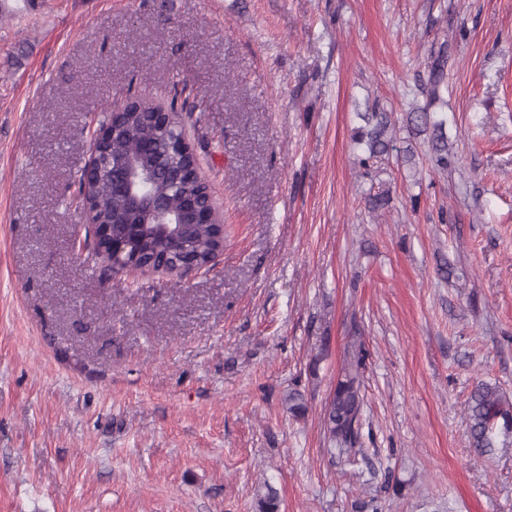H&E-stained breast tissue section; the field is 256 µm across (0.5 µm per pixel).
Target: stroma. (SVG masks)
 <instances>
[{
	"label": "stroma",
	"mask_w": 512,
	"mask_h": 512,
	"mask_svg": "<svg viewBox=\"0 0 512 512\" xmlns=\"http://www.w3.org/2000/svg\"><path fill=\"white\" fill-rule=\"evenodd\" d=\"M37 2L0 0V512H256L264 483L280 512H512V431L481 454L467 420L477 381L512 401V0ZM443 46L448 174L404 129ZM136 97L210 187L212 271L106 277L73 246L89 131ZM375 106L400 131L365 168ZM343 364L326 402L324 424L326 434L344 451L356 442L362 406V370L365 366V347L362 336H349Z\"/></svg>",
	"instance_id": "obj_1"
}]
</instances>
